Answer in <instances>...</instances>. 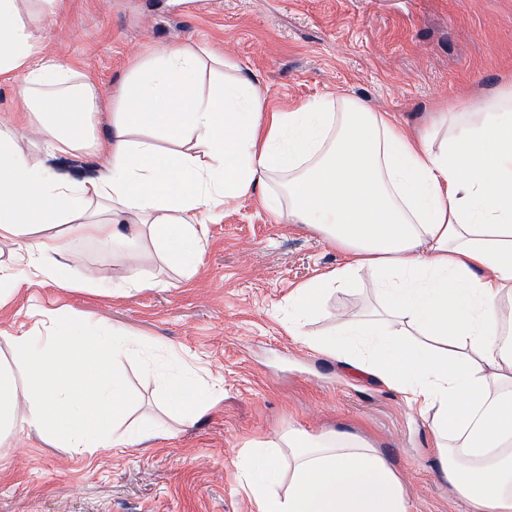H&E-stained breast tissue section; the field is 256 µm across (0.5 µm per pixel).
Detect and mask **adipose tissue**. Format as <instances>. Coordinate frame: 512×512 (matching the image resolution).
<instances>
[{"label": "adipose tissue", "mask_w": 512, "mask_h": 512, "mask_svg": "<svg viewBox=\"0 0 512 512\" xmlns=\"http://www.w3.org/2000/svg\"><path fill=\"white\" fill-rule=\"evenodd\" d=\"M206 49L174 44L127 77L111 132L93 131L96 86L44 52L0 0V75L23 72L17 96L49 153L91 150L103 170L62 178L25 152L21 129L0 118V239L31 276L78 291L105 277H71V240L126 255L135 290L143 240L166 265L188 270L232 201L263 188V205L308 224L344 261L297 288L289 335L304 338L309 312L332 290L368 281L373 317H338L320 350L380 379L431 414L445 480L472 512H512V333L501 307L512 298V86L435 112L407 134L352 97L326 94L271 111L257 81L225 62L203 85ZM0 361V437L20 431L82 453L125 411L121 362L130 335H83L51 318L44 331L6 339ZM169 411L195 419L209 397L193 376L163 386ZM241 468L258 512H410L402 477L364 439L291 430L250 447Z\"/></svg>", "instance_id": "adipose-tissue-1"}]
</instances>
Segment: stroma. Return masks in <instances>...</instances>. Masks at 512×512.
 <instances>
[{
  "label": "stroma",
  "mask_w": 512,
  "mask_h": 512,
  "mask_svg": "<svg viewBox=\"0 0 512 512\" xmlns=\"http://www.w3.org/2000/svg\"><path fill=\"white\" fill-rule=\"evenodd\" d=\"M21 16L48 55L85 74L112 104L130 72L171 44L208 47L288 110L347 92L402 125L512 84V0H61L49 12L22 0ZM104 270L112 293L75 291L15 271L0 295V333L42 326L47 315L87 335L114 329L135 341L122 366L127 410L109 447L74 455L38 437L0 441V512H257L240 467L249 442L291 429L367 439L406 483L411 512H470L439 477L431 418L379 379L348 369L289 336L295 288L342 256L314 228L289 223L259 194L209 225L194 273L144 246L140 273L157 288H124L122 252L73 243ZM376 300L365 284L327 294L307 330L325 336L338 316L360 320ZM189 366L215 395L193 421L169 413L156 374ZM161 425L141 446L126 440Z\"/></svg>",
  "instance_id": "1"
}]
</instances>
